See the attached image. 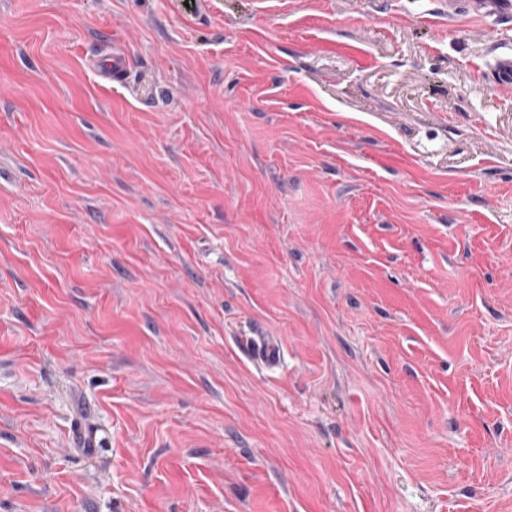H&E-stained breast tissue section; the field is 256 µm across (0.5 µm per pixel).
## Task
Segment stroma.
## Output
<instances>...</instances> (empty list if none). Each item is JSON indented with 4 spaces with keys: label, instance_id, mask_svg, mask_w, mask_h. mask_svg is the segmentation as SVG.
Returning a JSON list of instances; mask_svg holds the SVG:
<instances>
[{
    "label": "stroma",
    "instance_id": "obj_1",
    "mask_svg": "<svg viewBox=\"0 0 512 512\" xmlns=\"http://www.w3.org/2000/svg\"><path fill=\"white\" fill-rule=\"evenodd\" d=\"M434 8L0 0V512H512V92ZM100 78L112 87L122 86L126 80L129 61L122 50L112 49V53L99 55L96 61ZM242 344L245 352L264 364L272 365L279 357V346L269 336H245Z\"/></svg>",
    "mask_w": 512,
    "mask_h": 512
}]
</instances>
